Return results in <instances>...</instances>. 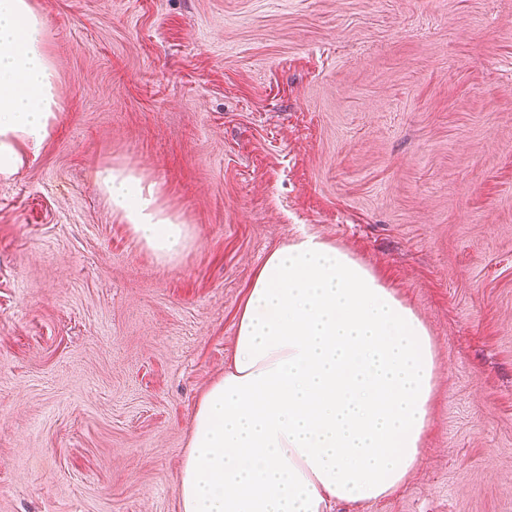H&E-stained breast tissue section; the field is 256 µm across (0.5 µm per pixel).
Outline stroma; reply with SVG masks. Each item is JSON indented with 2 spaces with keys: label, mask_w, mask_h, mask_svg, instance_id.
I'll list each match as a JSON object with an SVG mask.
<instances>
[{
  "label": "stroma",
  "mask_w": 512,
  "mask_h": 512,
  "mask_svg": "<svg viewBox=\"0 0 512 512\" xmlns=\"http://www.w3.org/2000/svg\"><path fill=\"white\" fill-rule=\"evenodd\" d=\"M61 99L0 182V512H180L200 394L274 249L315 236L419 315L415 470L359 512H512V0H31ZM136 167L162 266L96 192ZM93 181L112 212L120 216L136 241L162 265L177 262L193 243V231L159 203V189L127 164L105 163Z\"/></svg>",
  "instance_id": "stroma-1"
}]
</instances>
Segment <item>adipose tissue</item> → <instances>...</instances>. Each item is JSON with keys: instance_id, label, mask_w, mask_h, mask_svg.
Here are the masks:
<instances>
[{"instance_id": "adipose-tissue-1", "label": "adipose tissue", "mask_w": 512, "mask_h": 512, "mask_svg": "<svg viewBox=\"0 0 512 512\" xmlns=\"http://www.w3.org/2000/svg\"><path fill=\"white\" fill-rule=\"evenodd\" d=\"M47 39L30 0H0L1 180L54 132ZM93 181L158 263L192 245L135 167L106 163ZM435 368L421 318L364 264L314 236L273 250L239 310L229 365L197 401L181 512H329L390 495L418 461Z\"/></svg>"}]
</instances>
